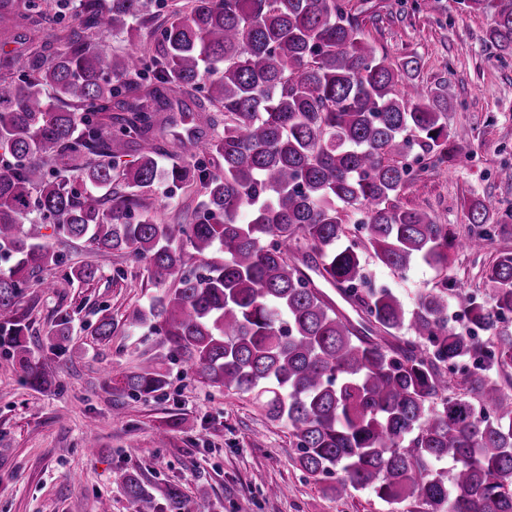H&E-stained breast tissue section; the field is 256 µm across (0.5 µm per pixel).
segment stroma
I'll return each instance as SVG.
<instances>
[{
    "label": "stroma",
    "instance_id": "1",
    "mask_svg": "<svg viewBox=\"0 0 512 512\" xmlns=\"http://www.w3.org/2000/svg\"><path fill=\"white\" fill-rule=\"evenodd\" d=\"M365 17L369 44L389 61L413 56L425 85L447 82L452 96L448 139L465 147L448 172H415L401 200L426 204L437 223L456 237L469 232L465 199L478 197L499 210L512 208V184L497 172L512 165V58L486 41L489 20L460 0H351ZM512 250V235L493 236L475 255L451 249L448 275L485 299L482 272L499 252ZM88 283L47 291L27 289L20 303L33 338H44L60 318L70 327L68 352L52 358L56 388L39 393L23 386L18 370L0 365V512H133L123 476L137 472L162 495L179 485L187 499L206 489L208 500L190 512H388L372 490L325 495L296 462L288 430L248 400L201 383L172 366L166 393L139 400L113 394L108 375L146 360L157 337L135 328L136 309L161 293L144 268L113 254ZM436 272L415 263L405 275L376 266V287L393 289L404 302L431 285ZM113 332L100 341L94 327L101 307ZM167 431L158 441L159 431ZM95 447H87V433ZM283 487L272 496L268 487Z\"/></svg>",
    "mask_w": 512,
    "mask_h": 512
}]
</instances>
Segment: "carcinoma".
Masks as SVG:
<instances>
[{
    "mask_svg": "<svg viewBox=\"0 0 512 512\" xmlns=\"http://www.w3.org/2000/svg\"><path fill=\"white\" fill-rule=\"evenodd\" d=\"M465 6L490 17L487 40L512 57V0ZM141 11V0H79L55 46L0 53V256L11 260L0 271V362L51 390L18 307L24 289L57 287L43 273L63 265L43 225L23 223L36 210L98 256L125 252L170 282L133 313L159 350L117 381L120 395L164 390V366L179 362L285 425L300 468L336 479L339 496L370 489L417 512H512V330L501 326L512 251L485 267L481 302L448 279V248L482 251L512 210L465 200L459 243L425 204L400 201L410 161L438 173L461 151L448 144V86L417 80L414 56L377 55L349 0H186L148 32L150 56L89 36L137 33ZM17 14L0 0L1 29ZM168 128L179 162L164 166L156 139ZM162 185L200 187L184 223L150 213ZM414 262L439 280L412 306L370 286V265L402 273ZM98 272L71 267L61 280ZM451 306L471 329L450 323ZM99 313L94 334L106 339L112 316ZM69 341L63 318L44 338L57 357ZM448 458L449 477L436 468ZM124 489L134 512H164L139 476ZM164 499L181 512L179 486Z\"/></svg>",
    "mask_w": 512,
    "mask_h": 512,
    "instance_id": "1",
    "label": "carcinoma"
}]
</instances>
